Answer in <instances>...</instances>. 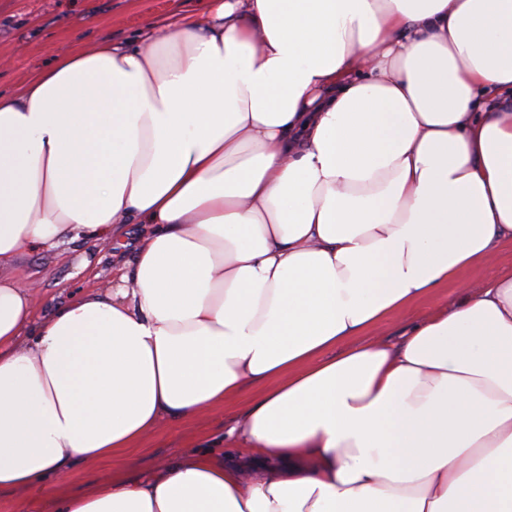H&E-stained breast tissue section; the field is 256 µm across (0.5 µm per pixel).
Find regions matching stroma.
Returning <instances> with one entry per match:
<instances>
[{
  "label": "stroma",
  "instance_id": "1",
  "mask_svg": "<svg viewBox=\"0 0 512 512\" xmlns=\"http://www.w3.org/2000/svg\"><path fill=\"white\" fill-rule=\"evenodd\" d=\"M209 0H0V94L18 92L36 72L51 68L56 58L71 50L109 40H134L148 26L184 24L197 19ZM98 259L94 273L83 270L86 254ZM121 243L80 241L56 251L36 252L17 270L41 301L61 303L71 292L84 288H112V268L129 259ZM512 271V248L502 247L488 263L464 273L460 281L411 306L369 333L375 341L399 343L405 329L436 307L459 301L489 279ZM259 384L247 386L223 408L190 419L165 423L123 460L130 478L150 475L159 462H173L193 452L202 440L222 443L227 429L262 392Z\"/></svg>",
  "mask_w": 512,
  "mask_h": 512
}]
</instances>
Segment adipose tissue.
<instances>
[{
    "label": "adipose tissue",
    "mask_w": 512,
    "mask_h": 512,
    "mask_svg": "<svg viewBox=\"0 0 512 512\" xmlns=\"http://www.w3.org/2000/svg\"><path fill=\"white\" fill-rule=\"evenodd\" d=\"M125 224L143 231L111 292L36 310L21 257ZM508 243L512 0H211L62 54L0 95V492L512 512V274L366 338ZM256 383L239 463L128 478L124 451ZM105 459L93 492L59 484Z\"/></svg>",
    "instance_id": "1"
}]
</instances>
